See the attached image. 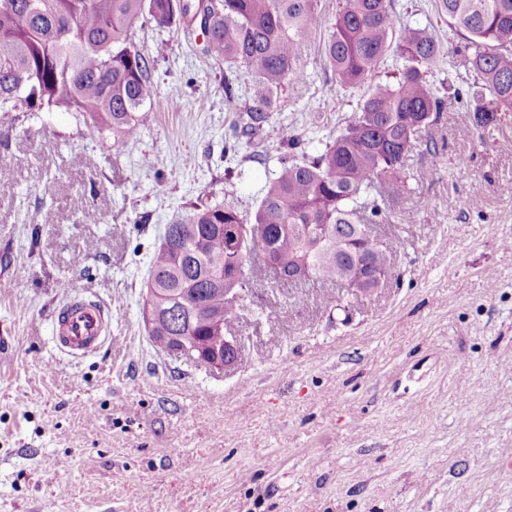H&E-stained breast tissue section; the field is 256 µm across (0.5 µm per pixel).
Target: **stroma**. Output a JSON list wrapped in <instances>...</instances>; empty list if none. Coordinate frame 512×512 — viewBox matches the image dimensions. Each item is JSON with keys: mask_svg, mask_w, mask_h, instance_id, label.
Listing matches in <instances>:
<instances>
[{"mask_svg": "<svg viewBox=\"0 0 512 512\" xmlns=\"http://www.w3.org/2000/svg\"><path fill=\"white\" fill-rule=\"evenodd\" d=\"M339 2H319L305 85H283L260 149L231 160L253 81L200 35L137 29L158 93L120 148L69 112L0 114V184L14 190L0 199V512H512V112L484 128L441 113L377 230L396 276L341 290L348 318L321 285L258 279L222 374L167 356L142 322L174 216L227 192L253 215L281 126L318 147L356 112L363 88L333 86L323 62ZM393 11L437 41L435 88L469 79L441 0ZM89 208L97 221L80 223ZM64 281L112 309L110 342L80 358L54 343Z\"/></svg>", "mask_w": 512, "mask_h": 512, "instance_id": "obj_1", "label": "stroma"}]
</instances>
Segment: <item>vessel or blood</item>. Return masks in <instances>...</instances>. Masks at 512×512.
Returning a JSON list of instances; mask_svg holds the SVG:
<instances>
[{"label": "vessel or blood", "mask_w": 512, "mask_h": 512, "mask_svg": "<svg viewBox=\"0 0 512 512\" xmlns=\"http://www.w3.org/2000/svg\"><path fill=\"white\" fill-rule=\"evenodd\" d=\"M111 308L93 301L69 299L57 315L54 343L70 355H84L99 349L106 341Z\"/></svg>", "instance_id": "vessel-or-blood-1"}]
</instances>
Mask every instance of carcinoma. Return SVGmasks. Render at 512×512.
Wrapping results in <instances>:
<instances>
[{"instance_id": "cac0c4a2", "label": "carcinoma", "mask_w": 512, "mask_h": 512, "mask_svg": "<svg viewBox=\"0 0 512 512\" xmlns=\"http://www.w3.org/2000/svg\"><path fill=\"white\" fill-rule=\"evenodd\" d=\"M0 0V112L65 110L90 119L120 146L150 121L157 94L153 61L134 43L136 25L166 31L198 25L203 52L242 64L255 83L233 137H255L277 109L284 82L301 85L307 71L300 48L322 24L319 0ZM451 27L466 32L474 81L453 97L436 95L429 65L432 36L397 25L392 0H344L324 46L326 64L342 87L367 90L357 112L324 149L310 151L303 135L283 128L274 177L253 217L226 200L200 202L166 225L167 242L154 251L146 287L162 299L141 314L162 351L193 341L215 342L241 305L226 288H252L257 274L279 286L302 287L266 269L255 249L276 254L284 269L312 267V281L341 287L368 270L388 272L386 246H354L356 224H383L388 206L407 191L406 160L451 99L485 127L512 112V0H442ZM403 61L392 84H368L388 56ZM246 224L243 250L228 246L224 225ZM298 224H329L310 241ZM239 265L233 281L227 266Z\"/></svg>"}]
</instances>
